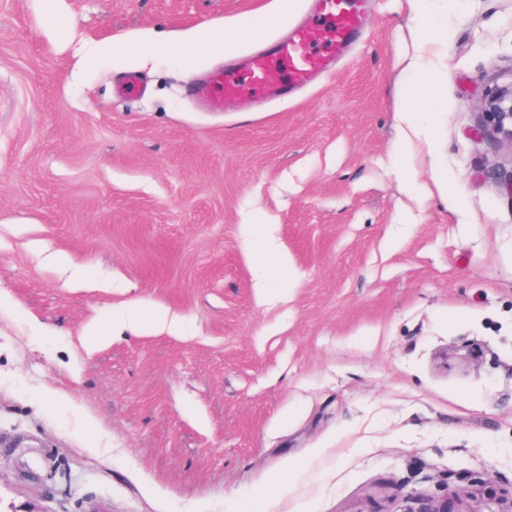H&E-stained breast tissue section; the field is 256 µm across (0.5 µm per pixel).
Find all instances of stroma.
<instances>
[{
	"mask_svg": "<svg viewBox=\"0 0 512 512\" xmlns=\"http://www.w3.org/2000/svg\"><path fill=\"white\" fill-rule=\"evenodd\" d=\"M279 9L0 0V512H512V144L483 115L512 0L436 32L407 173L411 0H366L311 87L202 108L282 29L183 39ZM139 304L180 329H113ZM239 36V31L235 32L232 30L224 31L223 33H215L208 36H203L191 41L188 44L182 46L179 49L182 55H189L198 50L214 51L218 47H226L227 45L234 42Z\"/></svg>",
	"mask_w": 512,
	"mask_h": 512,
	"instance_id": "obj_1",
	"label": "stroma"
}]
</instances>
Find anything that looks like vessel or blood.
<instances>
[{
    "label": "vessel or blood",
    "mask_w": 512,
    "mask_h": 512,
    "mask_svg": "<svg viewBox=\"0 0 512 512\" xmlns=\"http://www.w3.org/2000/svg\"><path fill=\"white\" fill-rule=\"evenodd\" d=\"M318 20L330 24L334 34L333 53H341L360 23L359 0H319ZM314 26L297 29L288 39L275 43L265 65L227 75L215 73L206 98L212 111H220L228 99L251 95L276 99L289 86L307 84L312 73L325 69L326 53L317 51Z\"/></svg>",
    "instance_id": "1"
}]
</instances>
